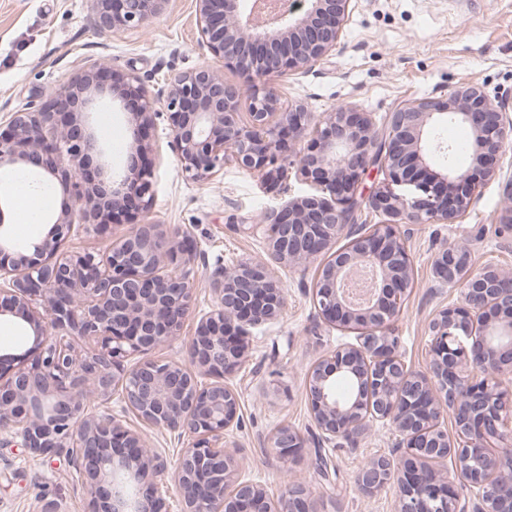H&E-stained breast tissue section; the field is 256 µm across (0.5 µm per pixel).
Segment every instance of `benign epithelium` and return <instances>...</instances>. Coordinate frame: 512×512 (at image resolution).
I'll return each instance as SVG.
<instances>
[{
    "mask_svg": "<svg viewBox=\"0 0 512 512\" xmlns=\"http://www.w3.org/2000/svg\"><path fill=\"white\" fill-rule=\"evenodd\" d=\"M98 24L111 31L142 27L166 0H100ZM351 0H306L301 15L272 0H196L200 45L211 58L235 69L248 83L249 122L240 117V88L224 83L206 65L176 72L151 92L135 74L100 63L84 70L70 87L47 101L11 114L0 128V167L32 163L44 176L70 189L71 200L53 216L45 235L31 246L4 236L0 203V317L26 322L34 346L21 354H0V428L10 427L21 447L38 456L66 450L86 480L92 512H162L158 481L168 471L159 453L145 448L141 433L114 415L87 413L86 387L100 395L122 387L125 407L145 424L177 431L192 445L175 471L183 512H273L263 487L237 475V462L224 448V432L237 419L235 390L223 382L203 384L199 376H226L242 364L238 337L247 327L275 319L286 299L282 281L261 264L244 262L220 270V302L202 316L190 342V365L147 360L127 368L125 357L154 348L178 334L190 309L193 251L176 249L158 224L133 227L101 260L92 253L64 254L76 218L92 219L130 206L147 213L152 201L150 169L115 180L105 162L90 165L95 135L80 119L94 105L86 95L120 87L137 104L138 127L153 126L163 105L172 131L167 146L191 180L211 176L233 163L274 179L297 166L322 195L291 201L263 216L267 250L292 266L324 254L318 268L315 308L339 328L369 329L362 344L344 345L316 362L307 378L311 417L322 440L353 441L369 424L390 426L403 449L394 466L378 458L358 474V489L372 494L387 484L398 488L396 512H456L453 482L439 478L430 462L452 458L454 475L475 492L474 512H512V322L490 324L487 312L512 315V276L484 269L472 273L465 251L454 245L435 257L439 286L464 287L465 306L438 311L429 323L433 357L424 372L407 368L398 341L384 335L396 318L410 283L412 260L398 224L455 222L467 211L471 184L464 171L436 172L424 155V139L449 113L469 127L475 160L492 170L512 117L505 105L488 103L482 89L463 85L448 100L420 98L397 105L379 134L371 114L344 106L315 118L297 101L288 106L266 82L291 69L310 68L336 49ZM312 135V146L284 152L287 141ZM76 163L81 179L72 180ZM375 168L388 178L369 206L385 216L371 228L358 223L359 179ZM344 248L330 252L336 237ZM180 269L164 272L165 264ZM353 263L377 273L370 305L351 301L343 282ZM47 298L49 309L33 306ZM68 326L91 339V352H76L51 330ZM353 377L351 402L336 400L334 375ZM451 414L456 436L441 427ZM303 446L290 426L272 437V447L289 456ZM134 476L131 494L118 489L119 474ZM312 492L288 487L280 512H313Z\"/></svg>",
    "mask_w": 512,
    "mask_h": 512,
    "instance_id": "1",
    "label": "benign epithelium"
}]
</instances>
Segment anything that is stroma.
<instances>
[{
	"mask_svg": "<svg viewBox=\"0 0 512 512\" xmlns=\"http://www.w3.org/2000/svg\"><path fill=\"white\" fill-rule=\"evenodd\" d=\"M97 0H0V117L47 100L71 83L83 67L100 62L121 73L163 85L171 70L210 63L199 44L195 0H166L160 14L142 28L106 33L95 24ZM475 84L493 103L512 113V0H352L341 38L327 57L310 69H293L274 86L283 101L307 102L320 116L352 104L372 113L384 127L388 112L419 98L446 99L457 86ZM134 103L101 97L90 116L99 144L112 150V169L123 173L132 155L151 164L153 201L146 218L174 239L189 238L195 258L190 312L179 336L128 357L127 366L147 360L189 363V342L199 318L216 304L215 271L242 261L263 264L286 288L280 315L248 328L241 341L246 358L225 381L238 394V418L226 432L242 476L260 482L271 500L289 483L310 488L317 512H395V492L358 491L355 477L372 459H398L396 436L388 425L372 423L355 442L325 443L315 427L306 394L309 367L329 351L360 344V327L338 329L326 323L313 303L317 263L288 267L266 249L261 219L268 210L312 195L296 173L273 183L235 165L214 177L186 179L167 146L172 134L156 120L139 132ZM458 167L469 174L473 192L466 214L453 224H402L413 259L412 283L401 312L388 329L398 339L397 354L412 369H425L434 338L428 325L446 307L463 304L460 288L438 287L432 261L444 244L462 248L474 269L512 273V138L500 152L494 174L473 155ZM141 214H116L104 231L81 225L63 246L66 253L104 256L111 244L140 223ZM88 413L119 416L142 428L148 449L176 466L189 440L167 430L143 427L125 410L119 393H89ZM283 425L304 436L303 448L282 457L271 438ZM0 430V512H88V495L65 453L36 456L10 446Z\"/></svg>",
	"mask_w": 512,
	"mask_h": 512,
	"instance_id": "35a3bbf8",
	"label": "stroma"
}]
</instances>
